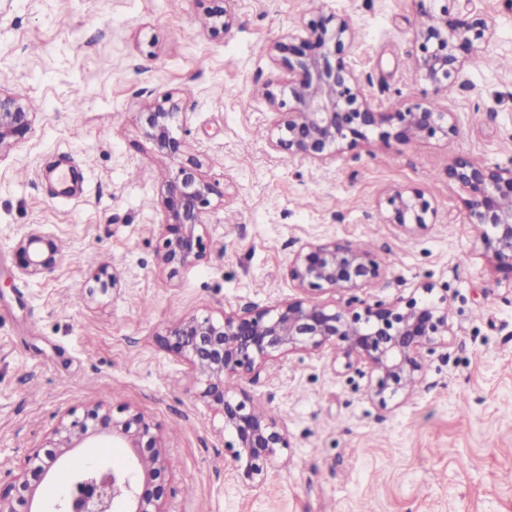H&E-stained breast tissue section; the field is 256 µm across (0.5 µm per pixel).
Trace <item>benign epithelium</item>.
Segmentation results:
<instances>
[{"mask_svg": "<svg viewBox=\"0 0 512 512\" xmlns=\"http://www.w3.org/2000/svg\"><path fill=\"white\" fill-rule=\"evenodd\" d=\"M415 2L423 23L414 30L420 49L414 70L438 92L457 82L465 66L487 51L494 23L473 7V0H461L454 12L448 10V0ZM235 21L228 8H210L204 14V28L214 37L228 32ZM352 38L349 17L321 12L273 45L272 59L283 76L278 90L266 92L275 111L267 141L271 151L327 166L345 152L370 144L372 135L383 142L458 135L454 113L423 103L377 111L367 80L344 59ZM181 116L186 112L179 101L167 107L147 105L136 113L155 151L173 162L160 186L163 224L156 244L158 263L171 276L203 259L213 196L224 197L201 173L200 160L184 157V142L174 136ZM35 120L27 104L0 88V150L27 140ZM448 179L466 195L464 221L482 229L481 243L512 283V166L460 158L448 167ZM435 217V209L417 189L395 190L386 197V223L404 234L427 229ZM61 255L58 241L35 228L17 243V263L27 276L53 272ZM287 276L301 296L242 311L188 313L158 337L203 386L201 397L215 407L230 436L224 447L233 449L242 481L250 487L264 483L289 442L281 426L245 392L238 399L226 388L228 380L252 381L269 362L294 352L332 349L343 359L344 369L358 364L368 369L371 397L385 409L420 382L422 351L432 350L451 332L448 289L437 297L429 282L403 303H365L360 311L311 299L313 293L366 288L380 276L376 258L348 241L304 243L289 262ZM93 280L95 286L88 289L92 299L116 290L117 279L108 266L98 268ZM102 432L132 450L131 465L114 468L89 461L84 470L70 474L52 512H114L119 504L123 512H166L163 493L172 466L160 428L121 402L107 408L97 403L83 416L61 421L44 446L24 457L20 473L0 483V512H44L41 501L59 461Z\"/></svg>", "mask_w": 512, "mask_h": 512, "instance_id": "benign-epithelium-1", "label": "benign epithelium"}]
</instances>
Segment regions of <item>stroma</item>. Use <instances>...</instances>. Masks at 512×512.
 Instances as JSON below:
<instances>
[{"label": "stroma", "instance_id": "1", "mask_svg": "<svg viewBox=\"0 0 512 512\" xmlns=\"http://www.w3.org/2000/svg\"><path fill=\"white\" fill-rule=\"evenodd\" d=\"M474 5L495 23L485 63L437 92L412 68L413 0H233L236 23L218 37L201 27L206 0H0V87L36 114L33 134L0 152V471L63 415L117 400L160 428L168 512H512V289L448 180L461 157L512 166V0ZM319 8L350 18L348 56L381 107L449 105L458 136L374 142L326 167L270 152L264 87L282 72L269 48ZM170 96L188 112L187 152L226 194L205 258L173 277L155 254L171 162L134 119ZM392 188L422 190L435 224L404 235L382 223ZM34 227L65 256L42 277L16 266ZM316 238L368 242L381 265L371 286L322 302H395L432 282L448 291L453 334L390 411L370 399L367 368L344 370L332 351L269 362L243 389L290 447L251 490L199 385L157 337L189 311L296 296L288 263ZM101 265L119 290L91 304Z\"/></svg>", "mask_w": 512, "mask_h": 512}]
</instances>
